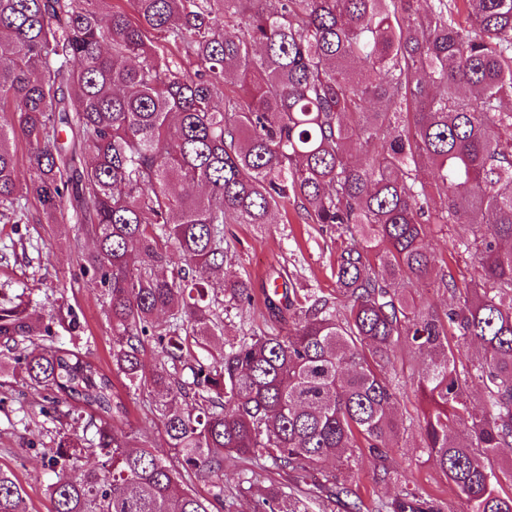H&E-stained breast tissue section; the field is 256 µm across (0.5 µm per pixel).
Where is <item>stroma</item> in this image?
<instances>
[{
    "instance_id": "obj_1",
    "label": "stroma",
    "mask_w": 512,
    "mask_h": 512,
    "mask_svg": "<svg viewBox=\"0 0 512 512\" xmlns=\"http://www.w3.org/2000/svg\"><path fill=\"white\" fill-rule=\"evenodd\" d=\"M80 233L79 225L69 222L39 224L21 220L0 223V293L29 295L42 306L41 324H54L60 305L72 308L78 322L76 333L59 332L62 344L76 342L79 350L104 370L112 368V333L105 314V296L93 275H80L75 254L69 245ZM348 243L335 229L308 223L293 204L272 224H228L224 227V279H249L252 300L239 306L226 299L217 310L224 319L223 340L213 341V354H220L225 341L261 334L288 324L287 317L272 314L265 306V292L273 280L289 281L298 288L332 290L336 256ZM424 366L421 356L407 358L398 370L399 402L404 418L410 419L408 430L401 432L392 448L388 463L406 476L419 490L439 496L447 512H469L468 503L427 463L418 449L417 424L425 403L416 390L417 375ZM114 391L126 404L125 419L118 426L136 434L140 443L161 448L166 434L154 404L156 394L145 388L128 392L123 379L113 376ZM42 389L24 384L5 375L0 377V468L14 473L25 491L27 512H51L46 486L53 474L47 458L56 447L60 433L82 437V421L57 422L44 417ZM375 462L368 455H356L349 465L326 462L315 471V481L325 473L348 477L357 485L364 500L385 497L397 491L394 482H375ZM242 474L232 459L224 461V512H253L258 497L271 485L289 484L284 471L270 461H260L253 468L252 492L242 495L238 485Z\"/></svg>"
}]
</instances>
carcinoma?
Listing matches in <instances>:
<instances>
[{"label": "carcinoma", "instance_id": "carcinoma-1", "mask_svg": "<svg viewBox=\"0 0 512 512\" xmlns=\"http://www.w3.org/2000/svg\"><path fill=\"white\" fill-rule=\"evenodd\" d=\"M0 0V222L55 224L69 202L95 249L80 272L107 296L112 367L157 390L165 452L132 444L112 379L77 349L29 351V303L0 297V374L49 392L53 412L91 411L92 437L48 459L53 512H224V456L291 477L257 512L314 500L364 512L352 485L309 488L322 462L388 458L406 429L395 353L426 359L422 454L470 512H512L499 449L512 447V0ZM29 152L20 187L14 144ZM350 236L335 288L285 287L288 332L243 337L220 358L216 288L224 225L268 224L288 200ZM448 228L456 278L435 263ZM427 279L452 302L416 301ZM481 350L459 364L450 338ZM154 342L167 363L144 371ZM483 390L481 415L468 391ZM99 453L95 468L70 461ZM210 483V496L189 488ZM0 468V512H24ZM373 512H445L403 487ZM440 227L432 225V231L427 237V243L431 250L434 252L439 264H449L455 274H459L457 265L451 260L448 248L450 243L448 242V230L447 227L439 229ZM460 275V274H459Z\"/></svg>", "mask_w": 512, "mask_h": 512}]
</instances>
